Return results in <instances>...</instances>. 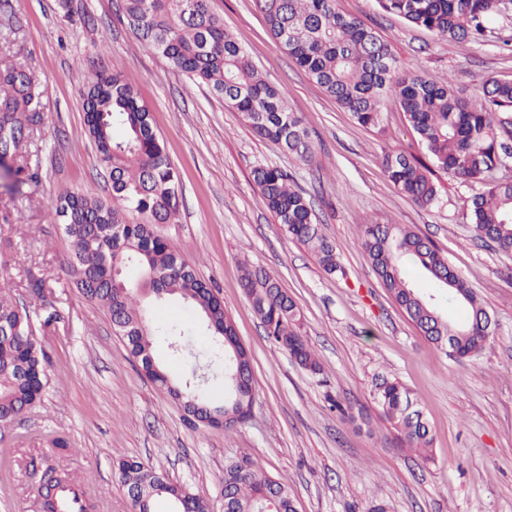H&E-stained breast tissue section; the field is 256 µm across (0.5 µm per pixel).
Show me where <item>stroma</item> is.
<instances>
[{
	"mask_svg": "<svg viewBox=\"0 0 512 512\" xmlns=\"http://www.w3.org/2000/svg\"><path fill=\"white\" fill-rule=\"evenodd\" d=\"M119 0H0V60L22 64L37 84L42 123L15 180L0 179V268L31 315L41 303L24 288L45 278L61 320L49 333L43 401L0 431V512H41L36 468L84 479L95 512H135L117 463L134 458L190 487L224 512V465L249 454L288 485L299 512H512V253L474 240L465 219L475 188L435 176L439 202L419 207L400 194L384 154L424 157L395 100L378 126H363L297 68L271 37L254 0H212L224 30L259 71L287 92L315 143L302 162L258 138L241 115L202 83L145 50ZM340 10L387 42L400 71L451 80L464 97L486 79L512 77V25L482 45L461 47L384 12L377 0H338ZM118 72L151 111L180 176V211L154 230L173 242L216 290L254 368L250 418L231 429L186 416L153 385L116 335L106 311L68 281V243L50 218L57 195L102 199L111 181L84 123L83 91L102 71ZM259 166L288 172L336 246L344 274H326L289 238L253 181ZM368 224H405L429 237L477 292L495 322L483 353L446 356L421 336L381 286L358 241ZM277 279L301 312L300 330L323 370L313 375L268 339L245 296L243 266ZM156 327L188 329L200 363L213 342L177 300L151 302ZM404 383L421 402L434 438L431 460L403 447L372 400L381 379ZM363 412L350 424L330 407ZM56 436L72 451L50 448Z\"/></svg>",
	"mask_w": 512,
	"mask_h": 512,
	"instance_id": "1",
	"label": "stroma"
}]
</instances>
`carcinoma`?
Instances as JSON below:
<instances>
[{
	"instance_id": "carcinoma-1",
	"label": "carcinoma",
	"mask_w": 512,
	"mask_h": 512,
	"mask_svg": "<svg viewBox=\"0 0 512 512\" xmlns=\"http://www.w3.org/2000/svg\"><path fill=\"white\" fill-rule=\"evenodd\" d=\"M378 3L414 27L468 46L495 35L498 23L512 22V0ZM255 4L292 61L359 124L377 126L385 99H397L429 159L426 163L403 153L384 155V171L401 194L426 209L437 205L434 167L478 185L466 214L474 239L512 252V78L491 77L480 96L466 99L446 77L399 74L388 44L344 15L337 0ZM119 10L143 46L206 84L242 114L258 137L302 161L312 157L309 132L301 117L288 109L285 91L267 81L248 52L224 32L209 0H121ZM41 120L34 76L17 64L1 65V166L22 157ZM85 124L112 182V196L104 200L66 192L56 199L52 219L71 247L70 282L84 298L108 311L129 354L143 365L154 361L156 336L146 300L158 291L183 300L221 339L224 402L217 404L204 389L171 380L162 366L145 371V376L169 394L175 388L197 394L215 410L254 397L252 357L232 320L225 318L219 298L170 241L153 231L155 224L176 222L179 177L154 129L152 112L121 74L103 71L86 87ZM253 181L284 232L307 247L326 273L342 271L336 247L321 232L288 173L257 167ZM129 212L139 220L127 221ZM360 247L383 288L426 340L444 352L453 347L458 360L475 358L485 349L490 314L431 239L401 224H367ZM130 263L142 271L134 287L123 276ZM242 279L246 297L275 346L303 370L320 373L319 359L301 335L300 313L292 298L260 270L246 267ZM25 288L43 301L37 322L10 292L6 278L0 279V426L14 423L42 401L48 384L42 336L61 320L47 299L43 278L29 277ZM170 335L181 358L197 357L193 345L181 340L182 330L173 328ZM373 399L399 442L431 459L433 436L411 391L396 380H385L376 386ZM118 472L122 485L137 492L141 512H153L159 497L186 512H212L207 499L139 460H121ZM67 479L63 470H46L38 485L42 512H56L58 491ZM224 499L229 512H297L288 486L265 475L245 454L224 466Z\"/></svg>"
}]
</instances>
